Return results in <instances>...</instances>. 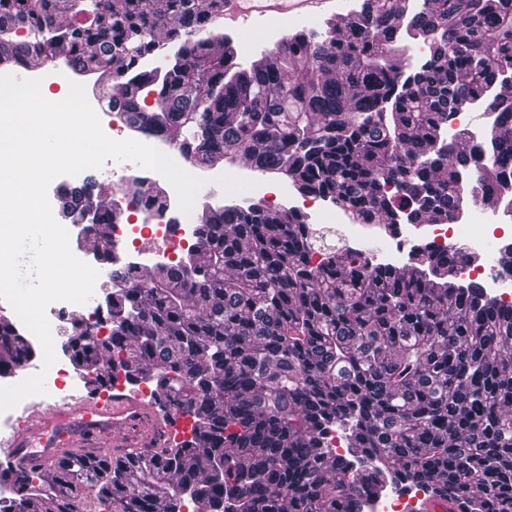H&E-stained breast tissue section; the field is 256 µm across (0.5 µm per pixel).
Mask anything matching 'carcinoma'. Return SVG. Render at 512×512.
<instances>
[{"instance_id":"cac0c4a2","label":"carcinoma","mask_w":512,"mask_h":512,"mask_svg":"<svg viewBox=\"0 0 512 512\" xmlns=\"http://www.w3.org/2000/svg\"><path fill=\"white\" fill-rule=\"evenodd\" d=\"M224 0H0V66L35 56L92 84L112 61V110L204 164L242 158L391 234L489 204L512 168V0H357L248 67L217 33ZM429 55L402 59V33ZM153 97L152 104L147 98ZM486 154L448 138L475 103ZM467 180L468 193L460 192ZM198 243L156 277L111 272L109 334L72 323L75 369L149 382L162 419L191 435L120 459L102 448L19 465L0 512H363L362 491L419 487L462 512H512V304L461 284L460 250L419 245L381 268L318 251L305 224L260 202L209 208ZM112 236L97 259L114 263ZM32 343L0 319V371ZM345 431L347 453L327 444Z\"/></svg>"}]
</instances>
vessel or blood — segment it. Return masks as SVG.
Wrapping results in <instances>:
<instances>
[{"label":"vessel or blood","mask_w":512,"mask_h":512,"mask_svg":"<svg viewBox=\"0 0 512 512\" xmlns=\"http://www.w3.org/2000/svg\"><path fill=\"white\" fill-rule=\"evenodd\" d=\"M311 0H224V14L245 17L259 26L278 16L300 19ZM177 420H160L138 394L101 393L95 404L49 406L29 411L24 427L0 442L13 463L49 462L62 448H98L111 438L115 451L136 452L153 447L172 432Z\"/></svg>","instance_id":"vessel-or-blood-1"}]
</instances>
